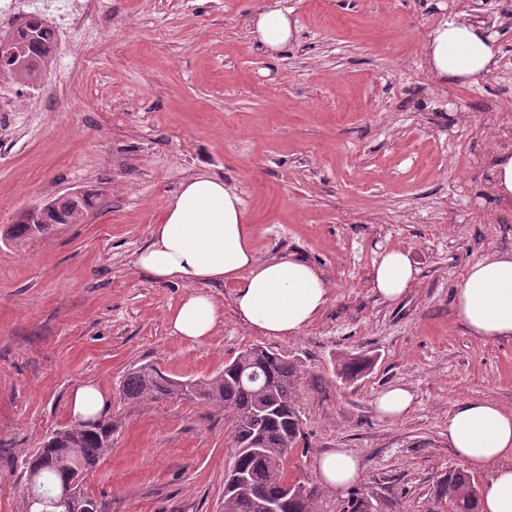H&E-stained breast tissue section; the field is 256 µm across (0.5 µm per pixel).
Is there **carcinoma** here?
I'll return each instance as SVG.
<instances>
[{
    "label": "carcinoma",
    "instance_id": "obj_1",
    "mask_svg": "<svg viewBox=\"0 0 512 512\" xmlns=\"http://www.w3.org/2000/svg\"><path fill=\"white\" fill-rule=\"evenodd\" d=\"M24 42L14 43L15 77L32 82L53 55L55 37L40 21L29 24ZM98 205V193L88 190L76 199L57 197L42 212V231L48 234L55 224H68L83 209ZM246 371L256 370L259 380L241 376L235 361L212 377L185 385L164 375L152 364H141L128 371L119 385L127 402L143 399L202 400L225 412L231 422L234 453L230 471L239 478L240 488L224 495V512H257L260 500L281 502L283 512H314L315 490L298 484L294 493L286 491L284 459L286 449L304 440L297 384L299 366L295 360L266 346L254 344L244 350ZM365 369V362L354 358L343 361L339 375L354 379ZM115 425L104 418L84 427H70L49 435L29 458L21 485L20 512H42L34 500L31 475H36L40 495L48 498L64 484L73 466L89 473L112 448ZM438 498L448 503V512H479L480 495L469 475L450 472L440 484Z\"/></svg>",
    "mask_w": 512,
    "mask_h": 512
}]
</instances>
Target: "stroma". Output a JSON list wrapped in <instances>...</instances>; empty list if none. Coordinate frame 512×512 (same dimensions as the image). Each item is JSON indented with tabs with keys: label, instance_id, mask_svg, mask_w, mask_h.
Wrapping results in <instances>:
<instances>
[{
	"label": "stroma",
	"instance_id": "stroma-1",
	"mask_svg": "<svg viewBox=\"0 0 512 512\" xmlns=\"http://www.w3.org/2000/svg\"><path fill=\"white\" fill-rule=\"evenodd\" d=\"M267 2L103 0L84 19V67L69 40L37 80L41 97L0 80L16 106L0 112V227L69 191L99 195L86 223L0 247V512H19L23 460L70 426L69 396L88 380L108 392L116 428L85 484L101 512H224L230 422L197 400L123 402L120 380L144 363L197 381L253 344L295 359L307 445L285 469L317 488V512L352 497L362 512H447L438 488L461 466L449 412L470 398L512 410V340H478L452 300L469 262L512 250V205L485 202L512 132V0H477L497 21L495 74L443 90L421 44L461 0H277L297 34L274 58L249 32ZM202 170L237 191L260 257L324 273L331 300L302 333L248 330L234 287L209 284L222 324L200 343L171 335L186 288L134 260ZM393 247L420 273L388 303L371 271ZM352 357L370 365L345 383L337 365ZM394 385L414 406L380 419L373 402ZM332 448L360 457L349 493L320 485L316 460Z\"/></svg>",
	"mask_w": 512,
	"mask_h": 512
}]
</instances>
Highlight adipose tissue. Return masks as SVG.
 Segmentation results:
<instances>
[{"label": "adipose tissue", "mask_w": 512, "mask_h": 512, "mask_svg": "<svg viewBox=\"0 0 512 512\" xmlns=\"http://www.w3.org/2000/svg\"><path fill=\"white\" fill-rule=\"evenodd\" d=\"M297 31L288 11L268 7L251 21V33L269 55L284 52ZM423 67L439 87L476 85L493 74L499 49L486 24L460 10L431 29L422 42ZM135 266L151 280L178 281L189 292L168 315L171 333L199 343L213 334L222 313L204 285L235 284L238 319L271 338L294 336L308 327L330 301L321 271L303 259H259L252 229L237 192L216 175L199 172L169 200L163 218L151 229L149 245ZM418 270L402 248L380 254L372 270L375 291L384 301L404 297ZM457 320L486 342L512 339V250L494 249L467 264L453 291ZM108 411V396L91 381L78 384L70 399L73 420L93 421ZM448 446L473 473L487 474L480 512H512V411L483 399H470L448 414ZM329 488L342 492L362 478L358 456L333 448L317 462Z\"/></svg>", "instance_id": "1"}]
</instances>
